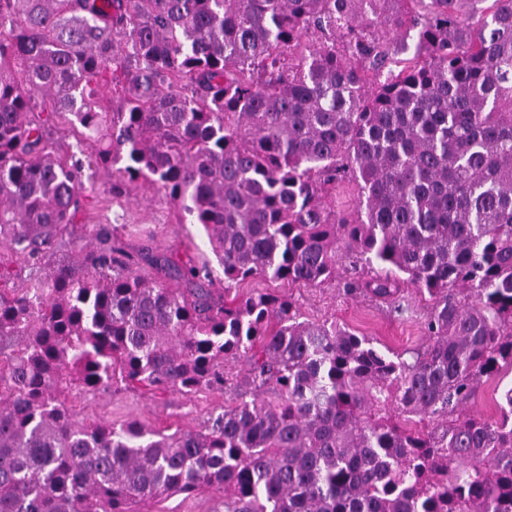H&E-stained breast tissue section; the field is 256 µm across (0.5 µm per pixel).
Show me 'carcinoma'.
Here are the masks:
<instances>
[{
	"instance_id": "obj_1",
	"label": "carcinoma",
	"mask_w": 512,
	"mask_h": 512,
	"mask_svg": "<svg viewBox=\"0 0 512 512\" xmlns=\"http://www.w3.org/2000/svg\"><path fill=\"white\" fill-rule=\"evenodd\" d=\"M5 30L0 246L30 274L8 290L0 261V512L204 489L224 512H512V387L498 419L468 413L512 369V0H0ZM60 112L95 157L46 151ZM108 163L203 228L224 291L341 267L344 294L398 309L407 283L430 301L425 344L384 352L268 292L220 301L211 263L134 257L104 227L87 248L82 172ZM350 179L356 222L331 204ZM65 235L78 265L52 260ZM230 359L251 399L199 429L68 404L222 388Z\"/></svg>"
}]
</instances>
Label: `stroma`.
<instances>
[{
  "label": "stroma",
  "mask_w": 512,
  "mask_h": 512,
  "mask_svg": "<svg viewBox=\"0 0 512 512\" xmlns=\"http://www.w3.org/2000/svg\"><path fill=\"white\" fill-rule=\"evenodd\" d=\"M47 144L60 156L79 147L85 156L92 157L97 149L94 142L81 140L79 126L73 124L67 113L57 115ZM122 180L118 168L108 164L99 166L94 180L86 183L83 208L76 217L86 236H93L96 227L104 224L111 228L113 239L133 254L150 249L177 259L189 256L198 262L212 259L200 226L182 223L178 208L150 183L142 181L126 186ZM342 286L339 280L311 288L257 278L237 285L232 294L242 297L267 291L293 297L300 305L302 320L336 322L357 335L373 338L383 349L401 351L424 344L421 322L429 307L426 298L410 294L409 309L399 314L364 297L344 296ZM224 369L229 386L222 391L205 390L187 397L179 393L153 395L140 390L101 391L74 397L71 404L80 421L101 420L118 426L134 417L148 428L169 433L178 428H193L210 414L239 403L238 386L247 374V367L243 362L232 361ZM217 507V494L202 490L137 503L133 512H216Z\"/></svg>",
  "instance_id": "obj_1"
}]
</instances>
